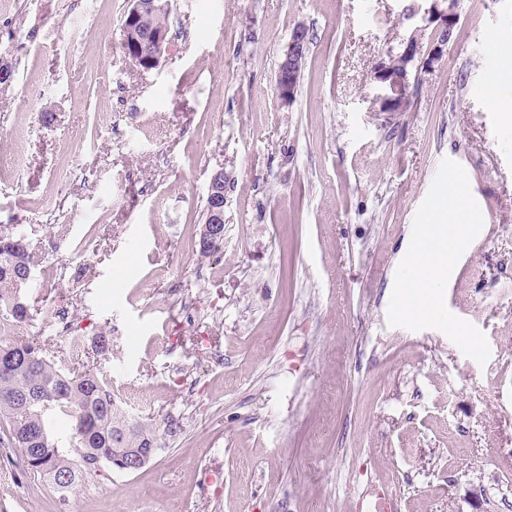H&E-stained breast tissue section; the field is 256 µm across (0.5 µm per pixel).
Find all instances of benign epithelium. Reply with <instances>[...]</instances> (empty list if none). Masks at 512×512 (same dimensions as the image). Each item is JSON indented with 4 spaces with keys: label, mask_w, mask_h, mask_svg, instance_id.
Listing matches in <instances>:
<instances>
[{
    "label": "benign epithelium",
    "mask_w": 512,
    "mask_h": 512,
    "mask_svg": "<svg viewBox=\"0 0 512 512\" xmlns=\"http://www.w3.org/2000/svg\"><path fill=\"white\" fill-rule=\"evenodd\" d=\"M170 0H130L124 28H139L149 33L141 41L126 46L127 56L143 71L157 68L171 47L167 30L152 27L155 15L170 12ZM402 20L413 26V32L402 43L398 52H391L388 60L381 62L374 72L375 94L373 104L380 112H404L409 103V67L418 55L417 33L433 24L436 26L437 44L427 56L420 58L419 69L432 67L448 43L458 22L457 0H421L404 6ZM309 30L304 26L294 29L278 66L276 90L279 99L289 104L296 98L298 84L308 48ZM207 195L212 200L207 220L201 225V241L212 252L224 244V183L219 173L209 180Z\"/></svg>",
    "instance_id": "benign-epithelium-1"
}]
</instances>
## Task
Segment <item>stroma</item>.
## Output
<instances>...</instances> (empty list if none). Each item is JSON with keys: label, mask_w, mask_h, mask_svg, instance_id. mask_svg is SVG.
<instances>
[{"label": "stroma", "mask_w": 512, "mask_h": 512, "mask_svg": "<svg viewBox=\"0 0 512 512\" xmlns=\"http://www.w3.org/2000/svg\"><path fill=\"white\" fill-rule=\"evenodd\" d=\"M410 0H171L160 66L129 64V0H0V223L43 260L25 340L57 366L67 307L129 413L177 429L144 468L89 471L60 500L0 446V512H512V128L483 90L512 41V0H458L411 104L376 111L373 72L411 30ZM309 46L282 104L277 64ZM484 217L446 304L487 337L486 365L442 332L390 326L395 273L443 159ZM224 173V245L192 238ZM54 239L68 268L45 254ZM179 294H172V284ZM224 351L213 367L207 351ZM308 42L311 43L309 30L305 26H297L279 63L276 90L285 104L296 98Z\"/></svg>", "instance_id": "stroma-1"}]
</instances>
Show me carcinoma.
Returning a JSON list of instances; mask_svg holds the SVG:
<instances>
[{
  "label": "carcinoma",
  "instance_id": "carcinoma-1",
  "mask_svg": "<svg viewBox=\"0 0 512 512\" xmlns=\"http://www.w3.org/2000/svg\"><path fill=\"white\" fill-rule=\"evenodd\" d=\"M24 236L26 248L12 241ZM37 260L29 233L22 224L0 231V311L17 322L30 319L28 299ZM0 417L6 419L8 446L27 448L23 461L28 469L47 477L64 498L76 493L89 467L76 464L60 451V442L49 426L60 411L72 419L68 447L79 458L98 456L107 465L128 448H160L163 435L175 432L177 424H160L130 415L112 396L96 374L77 367L63 370L51 363L41 348L30 341L0 345ZM33 392L37 399L26 403L21 396Z\"/></svg>",
  "mask_w": 512,
  "mask_h": 512
}]
</instances>
